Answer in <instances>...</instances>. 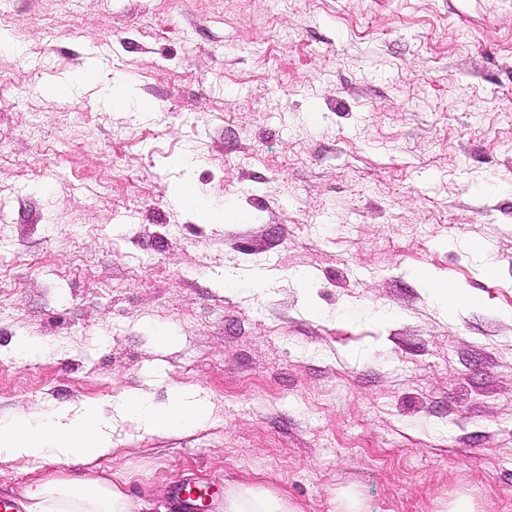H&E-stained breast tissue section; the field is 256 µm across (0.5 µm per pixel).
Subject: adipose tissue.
<instances>
[{
    "instance_id": "ef3b65f1",
    "label": "adipose tissue",
    "mask_w": 512,
    "mask_h": 512,
    "mask_svg": "<svg viewBox=\"0 0 512 512\" xmlns=\"http://www.w3.org/2000/svg\"><path fill=\"white\" fill-rule=\"evenodd\" d=\"M210 415L207 399L191 387L172 388L163 403L129 392L109 408L89 403L78 410L61 406L20 414L0 423V462L85 465L79 475L51 476L26 489L28 512H138V503L122 487L87 469L89 463L115 454L113 418L147 433H182L205 424ZM224 512H289V507L269 489L239 486L225 497Z\"/></svg>"
}]
</instances>
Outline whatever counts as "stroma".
I'll return each instance as SVG.
<instances>
[{"mask_svg":"<svg viewBox=\"0 0 512 512\" xmlns=\"http://www.w3.org/2000/svg\"><path fill=\"white\" fill-rule=\"evenodd\" d=\"M0 33V422L195 387L206 425L114 420L94 464L149 512H512V0H0ZM420 279L428 288L433 299L448 310V315H454L469 299L465 289L455 286L448 288L447 283L438 281L427 273L421 274ZM225 512H292L288 501L269 489L239 486L224 499Z\"/></svg>","mask_w":512,"mask_h":512,"instance_id":"stroma-1","label":"stroma"}]
</instances>
